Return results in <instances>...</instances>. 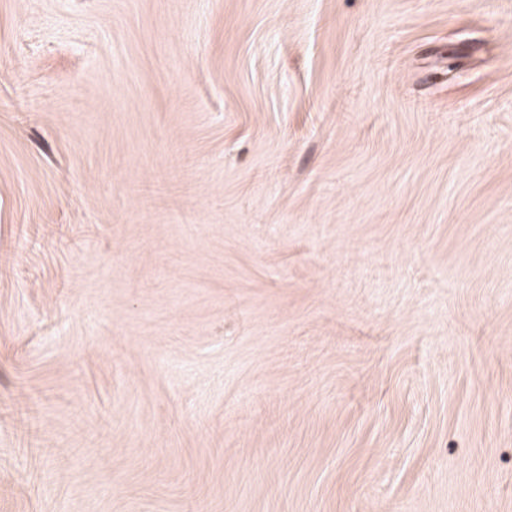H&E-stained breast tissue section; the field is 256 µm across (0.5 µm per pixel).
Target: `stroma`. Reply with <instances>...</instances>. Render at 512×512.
Segmentation results:
<instances>
[{
	"instance_id": "1",
	"label": "stroma",
	"mask_w": 512,
	"mask_h": 512,
	"mask_svg": "<svg viewBox=\"0 0 512 512\" xmlns=\"http://www.w3.org/2000/svg\"><path fill=\"white\" fill-rule=\"evenodd\" d=\"M0 512H512V0H0Z\"/></svg>"
}]
</instances>
